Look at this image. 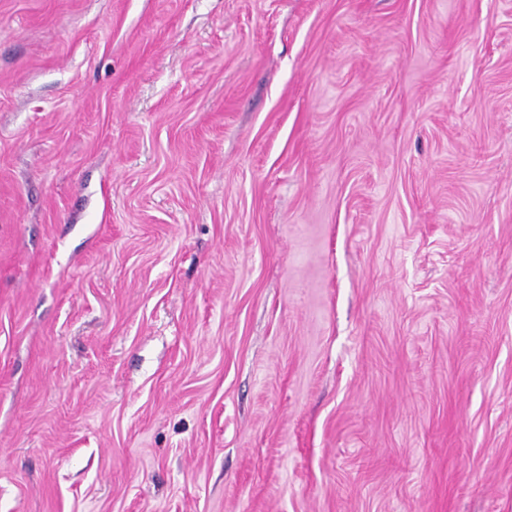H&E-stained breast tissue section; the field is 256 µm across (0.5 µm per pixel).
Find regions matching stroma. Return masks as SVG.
<instances>
[{
	"instance_id": "35a3bbf8",
	"label": "stroma",
	"mask_w": 512,
	"mask_h": 512,
	"mask_svg": "<svg viewBox=\"0 0 512 512\" xmlns=\"http://www.w3.org/2000/svg\"><path fill=\"white\" fill-rule=\"evenodd\" d=\"M0 512H512V0H0Z\"/></svg>"
}]
</instances>
